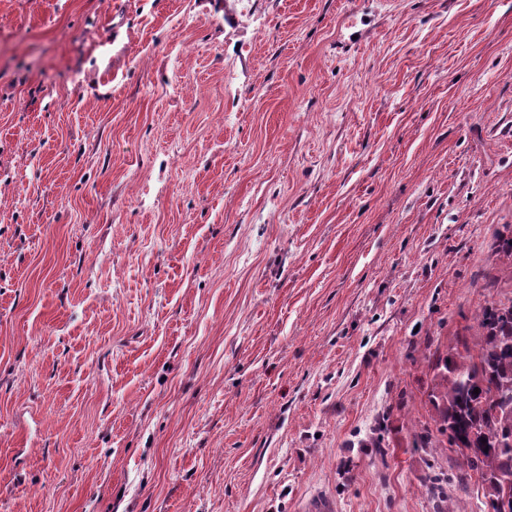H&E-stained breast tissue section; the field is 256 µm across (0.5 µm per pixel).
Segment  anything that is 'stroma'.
<instances>
[{
    "label": "stroma",
    "mask_w": 512,
    "mask_h": 512,
    "mask_svg": "<svg viewBox=\"0 0 512 512\" xmlns=\"http://www.w3.org/2000/svg\"><path fill=\"white\" fill-rule=\"evenodd\" d=\"M511 235L512 0H0V512H436Z\"/></svg>",
    "instance_id": "35a3bbf8"
}]
</instances>
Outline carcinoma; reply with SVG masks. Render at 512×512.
<instances>
[{
  "instance_id": "cac0c4a2",
  "label": "carcinoma",
  "mask_w": 512,
  "mask_h": 512,
  "mask_svg": "<svg viewBox=\"0 0 512 512\" xmlns=\"http://www.w3.org/2000/svg\"><path fill=\"white\" fill-rule=\"evenodd\" d=\"M476 353H448L428 360L439 378L432 402L435 429L415 433L420 448L457 452L453 480L459 491L481 482L484 496L512 512V299L489 301L478 314ZM480 389L474 393V389Z\"/></svg>"
}]
</instances>
